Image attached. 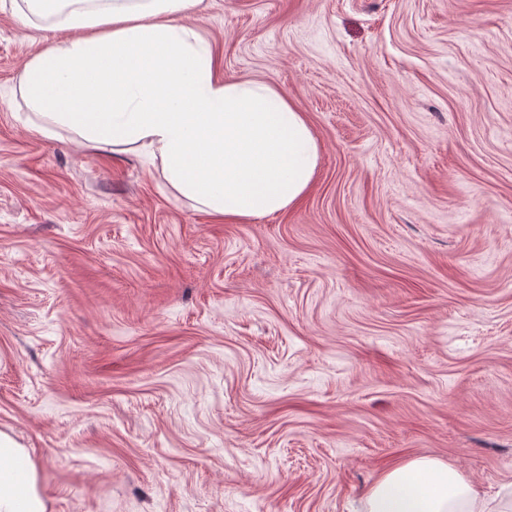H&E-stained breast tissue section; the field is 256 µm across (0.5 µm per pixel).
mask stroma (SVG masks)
<instances>
[{"mask_svg":"<svg viewBox=\"0 0 512 512\" xmlns=\"http://www.w3.org/2000/svg\"><path fill=\"white\" fill-rule=\"evenodd\" d=\"M182 22L305 113L296 206L227 222L31 131L22 70L76 33L0 11V432L47 512H350L417 456L512 503V0Z\"/></svg>","mask_w":512,"mask_h":512,"instance_id":"stroma-1","label":"stroma"}]
</instances>
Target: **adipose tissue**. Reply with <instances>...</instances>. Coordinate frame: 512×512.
<instances>
[{
	"mask_svg": "<svg viewBox=\"0 0 512 512\" xmlns=\"http://www.w3.org/2000/svg\"><path fill=\"white\" fill-rule=\"evenodd\" d=\"M198 0H0L25 24L79 38L25 65L34 132L73 128L90 145L159 156L179 195L251 223L297 205L320 151L307 118L276 88L216 78L210 48L178 23ZM0 512H46L24 449L0 434ZM354 512H492L453 465L416 457L384 471Z\"/></svg>",
	"mask_w": 512,
	"mask_h": 512,
	"instance_id": "obj_1",
	"label": "adipose tissue"
}]
</instances>
